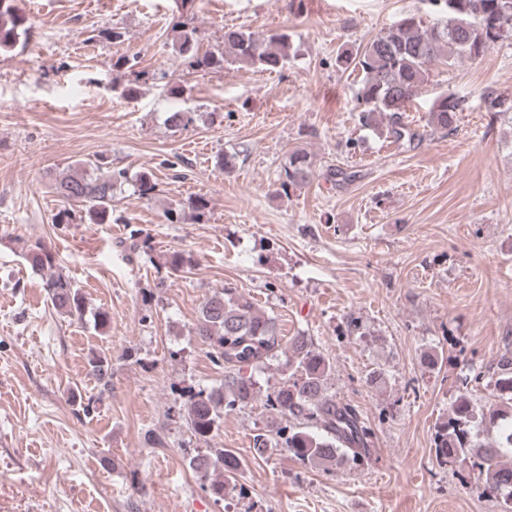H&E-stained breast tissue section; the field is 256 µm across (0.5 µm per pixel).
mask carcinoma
I'll list each match as a JSON object with an SVG mask.
<instances>
[{"label":"carcinoma","instance_id":"cac0c4a2","mask_svg":"<svg viewBox=\"0 0 512 512\" xmlns=\"http://www.w3.org/2000/svg\"><path fill=\"white\" fill-rule=\"evenodd\" d=\"M434 13L426 18L408 13L385 31L356 49H345L336 57L343 70L363 75L355 94L358 123L379 131L398 145L417 144L423 134L405 124L402 113L417 97L430 71L438 64L450 67L465 59H476L490 49L512 41V0H430ZM178 53L201 70H219L237 63L261 71L279 72L297 54L288 34L276 29L253 32L224 30V50L199 53L196 27L179 21ZM31 26L17 14L13 0H0V53L13 51L27 42ZM487 111L512 121V96H484ZM460 112L459 102L446 95L428 112L426 127L450 131ZM193 113L177 109L165 119L171 127H185ZM314 175L307 152L296 149L280 172L282 193L307 185ZM127 181L126 174L110 170L100 157L91 169L81 173H60L54 178L56 191L71 205L81 206L92 224L112 220V197ZM27 258L36 269L53 265L52 255L38 245ZM45 288L53 305L63 314L83 317V302L72 281L52 274ZM194 334L213 349L214 359L224 365V384L189 397L187 424L192 433L208 439L217 432L224 414L254 400L260 392L253 376L244 370L284 356V373L277 389L265 399L274 416L272 425L252 436L253 454L263 456L283 449L305 465L344 467L360 464L369 455L374 431L352 405L327 393L332 371L330 361L311 340L292 336L282 346L274 318L258 312L253 303L234 288L214 291L203 302ZM90 374L102 389L110 383L107 359L94 356L88 361ZM496 402L477 407L470 394L463 393L450 405L448 417L435 427V460L440 465L461 461L477 472L475 489L495 502L499 512H512V353L498 359L494 372ZM205 489L215 501L224 499L228 487H237L239 458L222 448H208L189 460Z\"/></svg>","mask_w":512,"mask_h":512}]
</instances>
